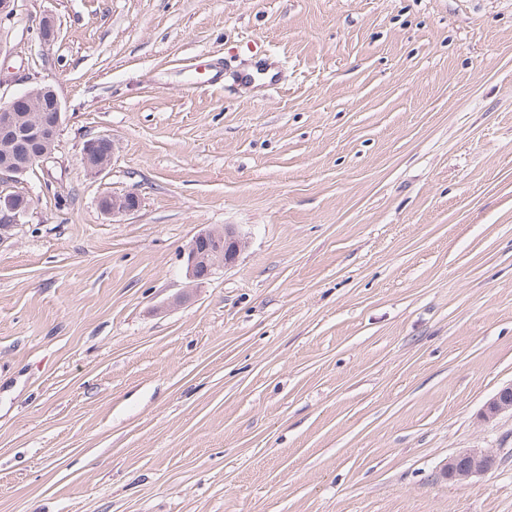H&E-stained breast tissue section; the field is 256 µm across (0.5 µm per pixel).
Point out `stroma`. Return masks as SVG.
<instances>
[{"mask_svg":"<svg viewBox=\"0 0 512 512\" xmlns=\"http://www.w3.org/2000/svg\"><path fill=\"white\" fill-rule=\"evenodd\" d=\"M44 84L54 155L0 179V512H512V0H18L0 103ZM104 143L110 144V148L106 153L100 154L97 148L100 146V144ZM84 155L86 164L91 167L89 168L94 171V173L106 170L112 164V159L114 157V145L112 140L104 135L89 140L85 146ZM91 157H95L96 159L102 161V163L98 165L89 164L88 161ZM141 205V198L135 190H127L121 194L112 193L100 198L99 207L106 215L112 217L132 215ZM17 196L23 195L18 193L0 194V222L2 224L17 223L29 211L30 202L22 197L18 199ZM243 247L244 241L232 224L200 231L192 238L185 251L189 279L203 282L211 278L218 269L232 266ZM507 412L512 414V382L504 384L483 409L484 416L488 418ZM493 455L483 448H470L452 455L440 470L448 482H460L490 471L489 460Z\"/></svg>","mask_w":512,"mask_h":512,"instance_id":"stroma-1","label":"stroma"}]
</instances>
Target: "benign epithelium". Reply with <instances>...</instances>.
<instances>
[{
  "mask_svg": "<svg viewBox=\"0 0 512 512\" xmlns=\"http://www.w3.org/2000/svg\"><path fill=\"white\" fill-rule=\"evenodd\" d=\"M54 108L51 123L45 121V104ZM63 105L55 90L49 85L28 89L14 96L9 102L0 105V177L18 178L30 168L52 158L54 145L62 124ZM33 134L42 142L36 155L19 163L16 161L20 137ZM112 140L104 135L89 140L84 149V159L92 157L100 164L91 166L94 172L106 170L114 157V148L101 154L98 147ZM141 205L139 194L130 189L121 194L106 195L100 198L99 207L106 215L114 217L132 215ZM30 209V203L13 194H0V242L9 237L11 225L18 222ZM244 241L232 224L222 228L205 229L195 235L186 248L187 275L194 282L211 278L220 268L233 265L242 249ZM512 413V382L504 384L485 404L484 416L496 417ZM493 455L483 448H470L452 455L440 470L442 478L450 482H460L490 471L489 460Z\"/></svg>",
  "mask_w": 512,
  "mask_h": 512,
  "instance_id": "1",
  "label": "benign epithelium"
}]
</instances>
